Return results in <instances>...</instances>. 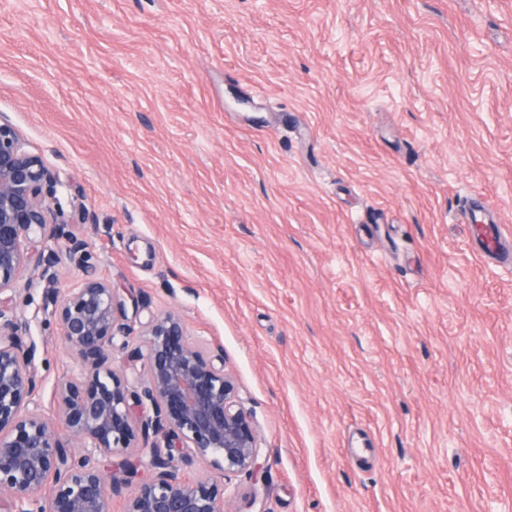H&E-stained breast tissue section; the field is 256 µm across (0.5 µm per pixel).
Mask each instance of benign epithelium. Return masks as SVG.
<instances>
[{
	"mask_svg": "<svg viewBox=\"0 0 512 512\" xmlns=\"http://www.w3.org/2000/svg\"><path fill=\"white\" fill-rule=\"evenodd\" d=\"M56 177L27 150L20 134L0 122V495L5 512H111L115 479L99 464L133 447L137 435H162L117 463L138 490L126 512H224L232 476L262 470L249 412L224 358L191 341L180 317L165 312L146 325V377L128 386L108 353L128 345L118 324L125 303L112 285L90 273L64 292H51L74 369L56 385L58 417L41 413L38 372L27 320L13 299L28 271L54 283L56 267H82L85 250L65 227L51 223ZM152 408L154 416L145 414ZM83 449L79 454L76 449ZM196 456L219 471L182 479L176 459ZM155 469L147 480L141 467ZM50 488L49 496L43 490Z\"/></svg>",
	"mask_w": 512,
	"mask_h": 512,
	"instance_id": "1",
	"label": "benign epithelium"
}]
</instances>
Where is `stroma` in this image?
Wrapping results in <instances>:
<instances>
[{"label":"stroma","instance_id":"obj_1","mask_svg":"<svg viewBox=\"0 0 512 512\" xmlns=\"http://www.w3.org/2000/svg\"><path fill=\"white\" fill-rule=\"evenodd\" d=\"M0 120L52 221L224 358L267 512H512V0H0ZM16 298L37 398L71 367Z\"/></svg>","mask_w":512,"mask_h":512}]
</instances>
